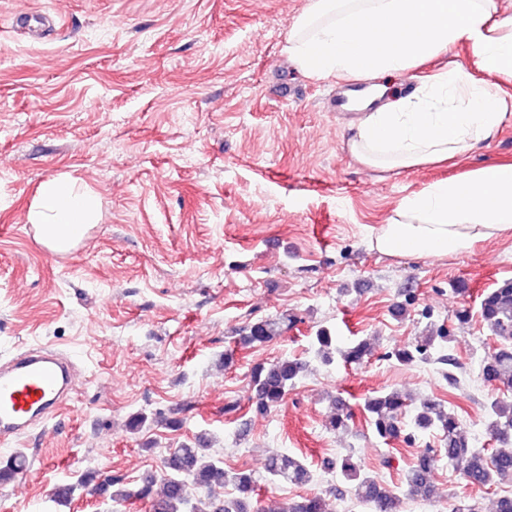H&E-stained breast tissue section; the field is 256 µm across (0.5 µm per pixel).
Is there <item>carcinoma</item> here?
<instances>
[{
  "label": "carcinoma",
  "instance_id": "carcinoma-1",
  "mask_svg": "<svg viewBox=\"0 0 512 512\" xmlns=\"http://www.w3.org/2000/svg\"><path fill=\"white\" fill-rule=\"evenodd\" d=\"M479 316L490 335L499 341V347L482 360L481 374L486 382L502 392V395L489 402L485 423L489 435L499 442L500 447L492 449L487 457L483 451L471 447L454 410L440 401L425 399L413 410V414H408V398L397 389L367 398L364 411L375 434L383 439L396 438L406 428L413 433L435 432L444 448L448 466L461 472L470 484L487 487L512 477V279L497 283L483 295ZM294 323L295 319L286 313L257 320L242 330L236 343L242 346L267 343L282 335ZM447 341L445 333H432L398 350L396 357L403 364L424 363L436 345ZM314 346L325 364L333 363L338 357L349 366H359L372 352L369 342L361 340L342 344L325 328L316 331ZM306 367V362L294 357L256 366L252 371L256 391L255 411L264 414L280 405L288 389L296 384ZM349 420L351 414L332 404L329 428L345 429ZM437 461L438 456L429 452L418 456L404 470L405 485L424 496L432 495L431 473ZM164 466L168 473L161 490H154L152 479L144 480L136 489L120 486L114 481L110 497L122 502L140 498L149 505L148 512H253V473L224 469L223 459L211 452V440L207 433H199L171 449ZM329 467L350 485L357 501L370 505L374 512H398L397 496L377 478L362 472L352 456L331 462ZM265 470L271 478L293 484H306L312 479L306 463L287 452L269 456ZM228 485L235 491L229 498L215 499L209 496L204 500H194V489L210 493ZM286 512H326V503L318 496L307 497L289 506Z\"/></svg>",
  "mask_w": 512,
  "mask_h": 512
}]
</instances>
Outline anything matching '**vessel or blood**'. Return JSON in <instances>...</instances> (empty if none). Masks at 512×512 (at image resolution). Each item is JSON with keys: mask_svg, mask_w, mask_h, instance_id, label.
<instances>
[{"mask_svg": "<svg viewBox=\"0 0 512 512\" xmlns=\"http://www.w3.org/2000/svg\"><path fill=\"white\" fill-rule=\"evenodd\" d=\"M69 362L36 347L0 365V436L17 437L60 408L73 382Z\"/></svg>", "mask_w": 512, "mask_h": 512, "instance_id": "1", "label": "vessel or blood"}]
</instances>
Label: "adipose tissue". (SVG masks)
Here are the masks:
<instances>
[{
	"mask_svg": "<svg viewBox=\"0 0 512 512\" xmlns=\"http://www.w3.org/2000/svg\"><path fill=\"white\" fill-rule=\"evenodd\" d=\"M470 47L476 70L453 66L413 93L388 99L359 119L351 153L365 166L398 174L456 159L493 139L512 120V15L499 0H309L288 53L309 76H396ZM96 198L64 178L44 181L29 221L40 243L71 251L95 223ZM512 237V163H495L401 198L373 239L391 257L466 255Z\"/></svg>",
	"mask_w": 512,
	"mask_h": 512,
	"instance_id": "1",
	"label": "adipose tissue"
}]
</instances>
